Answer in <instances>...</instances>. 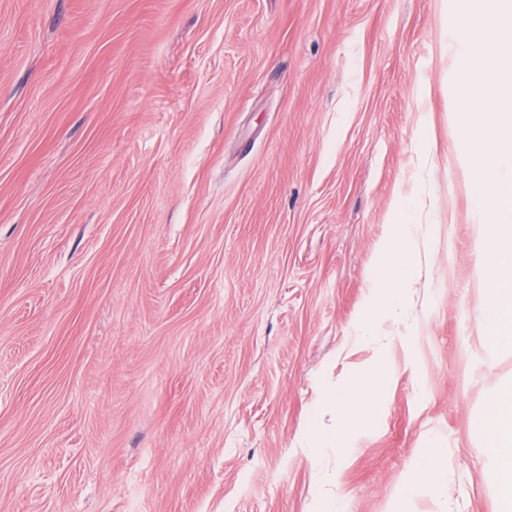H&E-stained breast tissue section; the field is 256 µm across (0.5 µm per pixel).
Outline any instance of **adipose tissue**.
<instances>
[{"label":"adipose tissue","mask_w":512,"mask_h":512,"mask_svg":"<svg viewBox=\"0 0 512 512\" xmlns=\"http://www.w3.org/2000/svg\"><path fill=\"white\" fill-rule=\"evenodd\" d=\"M436 235L435 227L411 223L404 203H397L383 245L374 258L378 270L386 276L364 305L353 336L362 341L370 337L378 322L396 317L403 307L401 287L422 272L419 253L421 234ZM381 372L373 364L343 385L329 408L336 418V431L344 432L368 414L378 397L374 382ZM482 452L487 461L485 477L498 496V512H512V387H505L488 400L482 422Z\"/></svg>","instance_id":"1"}]
</instances>
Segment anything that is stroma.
Wrapping results in <instances>:
<instances>
[{
	"label": "stroma",
	"instance_id": "obj_1",
	"mask_svg": "<svg viewBox=\"0 0 512 512\" xmlns=\"http://www.w3.org/2000/svg\"><path fill=\"white\" fill-rule=\"evenodd\" d=\"M439 0H0V512H496ZM435 144L415 153L417 118ZM413 351L350 329L395 201ZM381 408L311 456L336 380ZM443 474L444 461L442 453L436 448H430L414 482H425L433 487H439L443 482Z\"/></svg>",
	"mask_w": 512,
	"mask_h": 512
}]
</instances>
